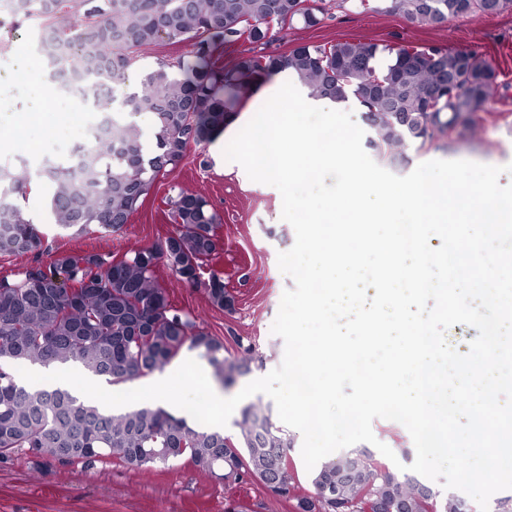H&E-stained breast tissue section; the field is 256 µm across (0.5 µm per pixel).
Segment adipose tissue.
Returning a JSON list of instances; mask_svg holds the SVG:
<instances>
[{
	"label": "adipose tissue",
	"instance_id": "obj_1",
	"mask_svg": "<svg viewBox=\"0 0 512 512\" xmlns=\"http://www.w3.org/2000/svg\"><path fill=\"white\" fill-rule=\"evenodd\" d=\"M287 113L272 108L253 153L262 155L267 171L289 170L300 178L317 180L351 158L344 137L316 136L302 127H289Z\"/></svg>",
	"mask_w": 512,
	"mask_h": 512
}]
</instances>
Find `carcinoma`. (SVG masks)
Segmentation results:
<instances>
[{"label": "carcinoma", "mask_w": 512, "mask_h": 512, "mask_svg": "<svg viewBox=\"0 0 512 512\" xmlns=\"http://www.w3.org/2000/svg\"><path fill=\"white\" fill-rule=\"evenodd\" d=\"M323 0H10L8 15L35 21L36 50L66 64L84 63L110 80L126 77L134 54L165 41L191 42L183 78L166 67L150 72L130 93L135 113H148L155 150L145 156L138 125L120 116L108 136L89 146L79 175L65 163L44 167L51 209L66 229L95 225L117 232L129 223L152 185L176 168L192 145L208 144L248 95L254 80L289 70L312 98L356 100L370 135L367 148L386 166L408 164V150L438 139L452 147L472 137L497 86L498 71L473 51L436 45H401L342 39L298 44L285 54H240L219 62L224 45H265L276 33L324 19ZM363 11L398 14L412 24L441 26L450 18L512 13V0H353ZM29 180L0 166V255L38 252L40 231L12 201ZM175 231L149 247L109 260L93 252L60 253L47 266H32L17 279L0 278V460L25 450L33 457L89 465L109 460L133 468L187 460L224 479L245 477L292 503L293 512H367L376 498L384 512H434L436 495L418 480L380 464L374 456L357 467L348 451L326 462L298 494L290 447L270 422L268 407L243 410L241 434L232 440L195 428L159 406L105 413L80 403L66 389L47 391L18 382L22 364H76L112 384L164 368L184 346L199 351L216 377L231 382L249 358L224 355V342L192 332L190 319L173 309L155 268L166 260L183 281L203 289L209 302L234 309L224 276L197 273L216 258L218 216L208 201L181 192L173 200ZM343 482L336 483V475Z\"/></svg>", "instance_id": "1"}]
</instances>
